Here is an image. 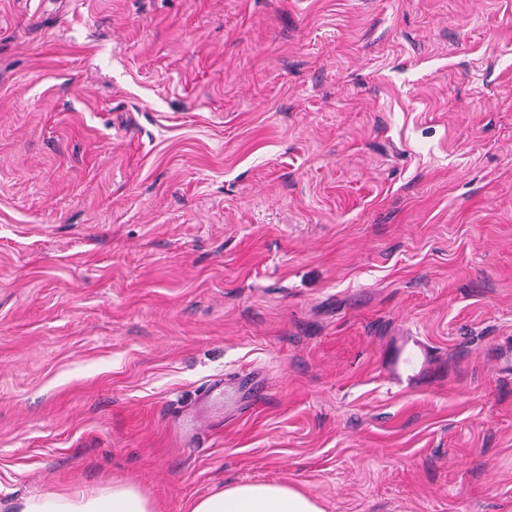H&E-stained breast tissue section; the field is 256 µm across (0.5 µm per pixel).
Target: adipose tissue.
<instances>
[{"mask_svg": "<svg viewBox=\"0 0 512 512\" xmlns=\"http://www.w3.org/2000/svg\"><path fill=\"white\" fill-rule=\"evenodd\" d=\"M20 512H153L149 497L134 483L70 494L39 492L26 497ZM192 512H323L312 497L286 483H240L199 498Z\"/></svg>", "mask_w": 512, "mask_h": 512, "instance_id": "ef3b65f1", "label": "adipose tissue"}]
</instances>
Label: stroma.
<instances>
[{"label": "stroma", "mask_w": 512, "mask_h": 512, "mask_svg": "<svg viewBox=\"0 0 512 512\" xmlns=\"http://www.w3.org/2000/svg\"><path fill=\"white\" fill-rule=\"evenodd\" d=\"M511 347L512 0H0V512H512ZM380 371L397 387L425 383L432 375V353L410 331L401 332L391 336L382 350ZM20 512H153V507L134 483L112 480V485L90 492L31 494ZM192 512H324L318 502L286 483H240L199 498Z\"/></svg>", "instance_id": "stroma-1"}]
</instances>
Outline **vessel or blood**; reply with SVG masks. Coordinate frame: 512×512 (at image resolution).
Instances as JSON below:
<instances>
[{"mask_svg": "<svg viewBox=\"0 0 512 512\" xmlns=\"http://www.w3.org/2000/svg\"><path fill=\"white\" fill-rule=\"evenodd\" d=\"M380 370L395 386L422 384L432 375V353L426 343L404 331L386 343L381 353Z\"/></svg>", "mask_w": 512, "mask_h": 512, "instance_id": "1", "label": "vessel or blood"}]
</instances>
